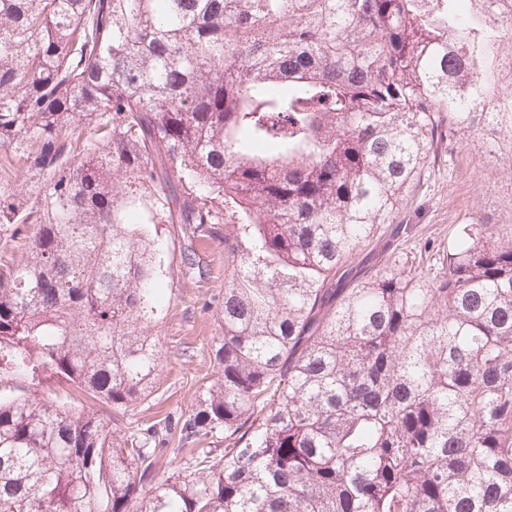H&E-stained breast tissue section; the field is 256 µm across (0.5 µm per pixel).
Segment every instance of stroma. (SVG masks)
Wrapping results in <instances>:
<instances>
[{"label": "stroma", "mask_w": 512, "mask_h": 512, "mask_svg": "<svg viewBox=\"0 0 512 512\" xmlns=\"http://www.w3.org/2000/svg\"><path fill=\"white\" fill-rule=\"evenodd\" d=\"M486 146L480 131L454 142L450 155L431 163L404 209L400 221L409 230L399 241L421 269L430 265L425 245L446 244L469 218L512 230V167L491 162ZM199 254L210 275L199 282L175 279L171 307L154 328L163 350L161 386L137 405L135 420L191 412L203 379L216 376L211 346L219 331L211 303L224 291V247L207 244Z\"/></svg>", "instance_id": "1"}]
</instances>
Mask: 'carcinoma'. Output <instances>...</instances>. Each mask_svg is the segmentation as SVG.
Here are the masks:
<instances>
[{
  "mask_svg": "<svg viewBox=\"0 0 512 512\" xmlns=\"http://www.w3.org/2000/svg\"><path fill=\"white\" fill-rule=\"evenodd\" d=\"M487 2L0 0V148L43 180L0 185V512H512V231L355 260L443 146L512 122L477 111L512 97ZM159 224L185 280L224 245L219 375L131 425Z\"/></svg>",
  "mask_w": 512,
  "mask_h": 512,
  "instance_id": "carcinoma-1",
  "label": "carcinoma"
}]
</instances>
